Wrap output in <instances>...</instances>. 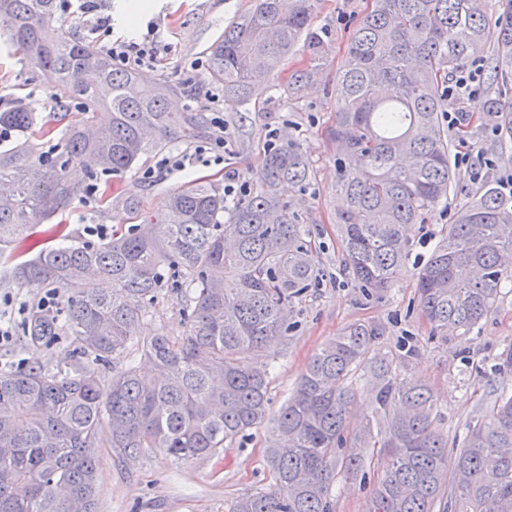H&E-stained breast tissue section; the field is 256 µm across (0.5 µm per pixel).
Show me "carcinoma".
<instances>
[{
    "label": "carcinoma",
    "instance_id": "carcinoma-1",
    "mask_svg": "<svg viewBox=\"0 0 512 512\" xmlns=\"http://www.w3.org/2000/svg\"><path fill=\"white\" fill-rule=\"evenodd\" d=\"M498 13L491 25L487 2ZM320 0H256L209 49L208 79L224 101L243 103L260 79L299 43L309 65L288 79L298 98L319 78L327 42L313 26ZM56 0H0V39L16 46L81 117L68 122L61 153L36 160L35 114L17 104L0 128L17 134L0 153V255L17 262L21 286L37 280L74 293L64 318L34 309L31 345L71 339L74 364L51 371L39 362L0 374V512H95L98 449L128 465L148 448L177 460L217 456L264 423L270 404L267 345L288 340V313L319 277L317 244L277 192L283 181L311 180L293 142L267 151L260 189L228 207L220 184L199 180L174 191L165 212L133 218L123 233L91 243L52 224L98 173L119 174L171 139L211 134L203 108H178L191 88L149 83L135 70L64 31L49 39ZM493 80L512 78V0H372L354 25L336 71L335 120L326 130L336 151L340 250L352 282L387 291L408 257L406 228L441 201L455 178L448 131L440 124L441 88L485 46ZM95 82L83 80L87 70ZM487 118L512 135L500 98ZM68 246L24 258L36 226ZM512 198L497 183L457 212L416 273L417 306L436 330L471 329L495 309L512 276ZM93 280L98 288L82 289ZM180 296L188 330L139 341L153 371L129 355L140 321L165 286ZM382 328L354 323L310 360L271 428L266 464L274 485L247 492L230 512H334L338 477L380 470L365 512H512V394L502 393L468 428L448 470V437L432 390L405 382L387 357H368ZM375 392L374 422L345 432L361 377Z\"/></svg>",
    "mask_w": 512,
    "mask_h": 512
}]
</instances>
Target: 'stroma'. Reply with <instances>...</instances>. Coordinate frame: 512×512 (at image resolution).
I'll return each mask as SVG.
<instances>
[{
	"instance_id": "stroma-1",
	"label": "stroma",
	"mask_w": 512,
	"mask_h": 512,
	"mask_svg": "<svg viewBox=\"0 0 512 512\" xmlns=\"http://www.w3.org/2000/svg\"><path fill=\"white\" fill-rule=\"evenodd\" d=\"M254 0H156L155 8L137 21L136 34L156 22L163 42L172 51L153 68L143 70L148 81L190 85L197 90V103L215 106L227 123L230 143L227 155L198 152L196 144L172 141L130 171L110 176L113 204H105L100 193H86L55 216L58 224L76 231L105 225L108 231L127 229L132 222L124 199L139 200L143 209L161 212L174 189L199 179L223 182L228 171L243 173L251 189H258L257 175L267 151V136L278 131L281 142L293 141L306 152L312 179L303 188L283 184L280 193L300 222L319 235L320 274L292 316L294 330L287 342L277 344L270 370L268 421L250 431L242 441L207 459L173 461L163 451H146L135 463H114L109 449H101L97 512H229L233 500L251 490L268 487L270 475L264 451L281 407L294 392L313 355L352 323L382 326L383 336L373 342L369 354L393 358L401 375L429 386L441 405V429L448 437L449 456H456L469 425L481 419L502 390L512 389V280L502 285L496 309L470 331L448 329L433 332L416 301L417 267L429 257L442 232L455 218L458 208L474 199L486 181L512 175V137L483 119L499 83L483 81L478 96L459 102L443 99L441 109H464L470 122L452 130L458 138L456 156H469L471 168H457L447 201L429 212L422 223L407 231L410 254L397 281L385 294L370 295L355 287L345 274L336 239V157L325 137L335 119L336 70L342 63L349 33L367 8V0H321L313 24L327 33L329 53L319 81L295 101H287L283 86L288 75L304 65L303 50H295L284 65L266 77L251 100L230 106L210 102L205 94L210 83L206 69L191 70L192 61H207L208 49L225 28L238 21ZM0 102L5 107L25 104L38 123L50 126L39 141L40 151L60 145L65 124L59 112V95L39 69L25 63L21 54L0 41ZM482 141V153H470L468 140ZM177 155L193 157L186 170L159 171L161 159ZM490 158L492 167L481 166ZM153 178H146V171ZM186 330L180 301L163 290L140 327L141 336L162 331L181 337ZM49 367L71 362L67 337L57 336L32 347L22 333L0 345V370L12 371L34 360Z\"/></svg>"
}]
</instances>
